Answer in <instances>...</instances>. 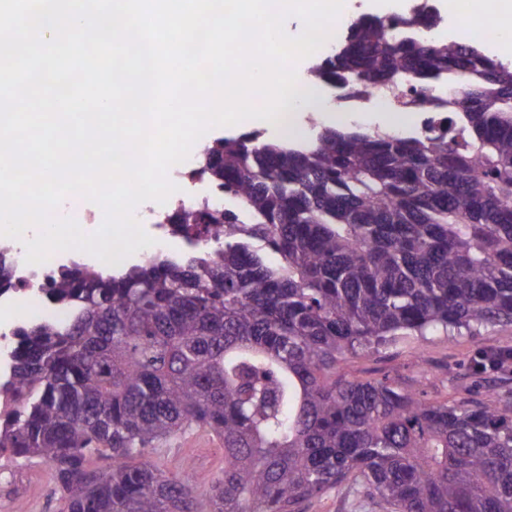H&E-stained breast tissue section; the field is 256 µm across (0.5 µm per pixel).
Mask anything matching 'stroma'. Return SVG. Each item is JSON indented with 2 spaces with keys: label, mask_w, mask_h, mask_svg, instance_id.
<instances>
[{
  "label": "stroma",
  "mask_w": 512,
  "mask_h": 512,
  "mask_svg": "<svg viewBox=\"0 0 512 512\" xmlns=\"http://www.w3.org/2000/svg\"><path fill=\"white\" fill-rule=\"evenodd\" d=\"M335 113L339 123H357L366 128L390 126V110L378 105L358 115L340 109L332 89H324L322 108L302 109L293 117V127L310 132L312 122H324L326 113ZM512 349V325L488 326L471 336H410L396 343L370 350L365 355L342 361L338 372L357 379L390 377L411 390L424 391L437 403L486 402L489 391L512 393V369L507 373L488 371L472 374L470 361L479 352ZM157 467L206 474L219 473L224 467V447L211 434H198L190 428L168 439L149 454ZM53 470L44 463L0 467V512H59Z\"/></svg>",
  "instance_id": "35a3bbf8"
}]
</instances>
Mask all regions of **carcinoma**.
<instances>
[{"instance_id":"1","label":"carcinoma","mask_w":512,"mask_h":512,"mask_svg":"<svg viewBox=\"0 0 512 512\" xmlns=\"http://www.w3.org/2000/svg\"><path fill=\"white\" fill-rule=\"evenodd\" d=\"M431 24L358 18L311 67L349 98L435 114L421 129L216 139L196 174L232 205L160 218L217 227L214 250L46 289L71 320L18 327L0 456L49 464L64 512H303L341 486L385 512H512V395L448 405L336 375L406 336L512 325V66L422 42ZM412 79L464 89L416 100ZM192 425L224 443L221 475L144 460Z\"/></svg>"}]
</instances>
